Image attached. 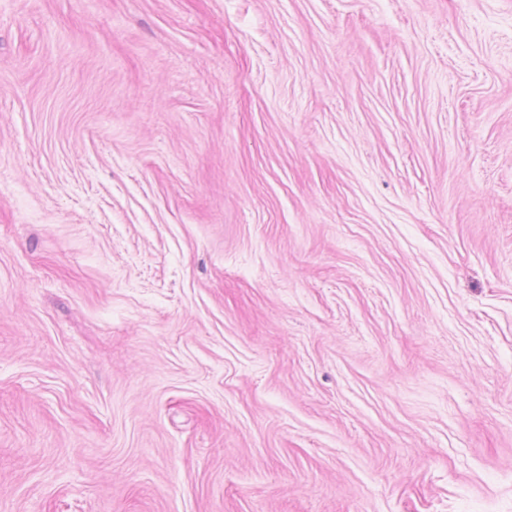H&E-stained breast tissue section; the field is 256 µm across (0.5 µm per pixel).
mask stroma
<instances>
[{"label":"stroma","instance_id":"35a3bbf8","mask_svg":"<svg viewBox=\"0 0 512 512\" xmlns=\"http://www.w3.org/2000/svg\"><path fill=\"white\" fill-rule=\"evenodd\" d=\"M0 512H512V0H0Z\"/></svg>","mask_w":512,"mask_h":512}]
</instances>
